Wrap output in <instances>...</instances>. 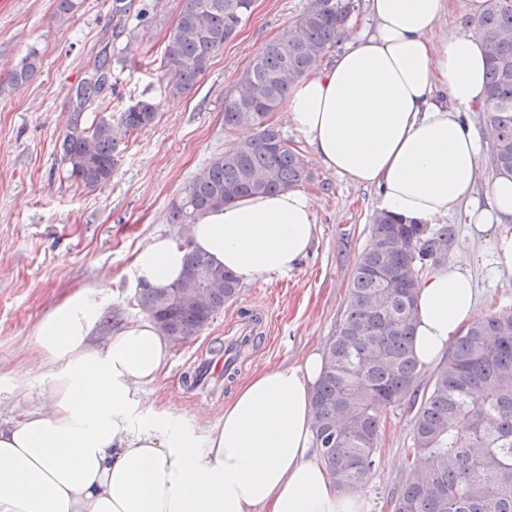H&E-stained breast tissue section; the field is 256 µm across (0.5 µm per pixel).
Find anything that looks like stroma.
I'll list each match as a JSON object with an SVG mask.
<instances>
[{"label":"stroma","instance_id":"1","mask_svg":"<svg viewBox=\"0 0 512 512\" xmlns=\"http://www.w3.org/2000/svg\"><path fill=\"white\" fill-rule=\"evenodd\" d=\"M65 19L56 0H0V426L46 410L43 371L38 366V322L78 290L108 281L101 335L139 319L136 292L128 280L135 253L155 235L186 237L188 227L167 221L171 201L203 174L211 160L241 141L240 130L224 129V91L253 56L295 21L307 0H254L239 32L227 41L195 86L172 98L159 69L170 29L183 0H133L132 11L148 10L138 42L113 38V0H78ZM114 51L112 88L102 111L119 114L141 98L159 105L156 122L125 143L111 180L94 189L66 179L59 144L71 120L70 92L90 71L103 47ZM39 69L27 82L13 73L29 51ZM274 122L298 145L313 174L302 182L314 199L316 236L309 254L284 275L241 287L199 336L171 347V358L155 387L140 391L144 407L211 424L224 413L239 383L280 365H297L324 351L344 317L359 254L367 247L380 209L376 188L358 185L323 169L286 113ZM458 234L449 260L469 266L479 290L480 315L512 313V275L487 279L478 263V241L456 213ZM268 313L263 333L225 381L218 399L191 391L190 365L224 346L227 329L249 311ZM384 429L377 465L362 490L366 512H388L400 488L404 450L413 440L409 403L380 409Z\"/></svg>","mask_w":512,"mask_h":512}]
</instances>
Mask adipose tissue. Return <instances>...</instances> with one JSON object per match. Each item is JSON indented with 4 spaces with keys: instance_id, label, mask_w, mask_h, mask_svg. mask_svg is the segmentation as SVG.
<instances>
[{
    "instance_id": "ef3b65f1",
    "label": "adipose tissue",
    "mask_w": 512,
    "mask_h": 512,
    "mask_svg": "<svg viewBox=\"0 0 512 512\" xmlns=\"http://www.w3.org/2000/svg\"><path fill=\"white\" fill-rule=\"evenodd\" d=\"M448 0H368L372 32L288 89L283 109L327 171L377 188L384 210L431 221L466 209L479 262L512 273V174L479 188L483 139L468 114L486 99V45L433 40ZM312 197L291 188L201 214L187 241L155 237L134 256L132 288L165 289L186 248L249 284L288 273L315 239ZM108 283L44 317L36 348L49 410L0 428V512H365L339 491L313 448L311 387L323 358L263 371L243 383L205 429L142 409L171 345L151 319L98 339ZM477 289L457 263L418 285L414 352L433 364L474 322Z\"/></svg>"
}]
</instances>
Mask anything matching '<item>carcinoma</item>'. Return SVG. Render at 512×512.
Here are the masks:
<instances>
[{"mask_svg": "<svg viewBox=\"0 0 512 512\" xmlns=\"http://www.w3.org/2000/svg\"><path fill=\"white\" fill-rule=\"evenodd\" d=\"M115 2V37L137 41L139 25L125 19L129 7ZM252 2L184 0L164 50L169 95L196 84L249 16ZM359 9L360 0H307L295 22L254 55L224 92V129L249 126L255 134L215 157L184 186L170 204L168 223L191 224L228 202L311 179L272 113L281 110L290 84L333 51ZM468 28L489 52L488 95L480 111L495 131L492 162L497 171L512 173V0H481ZM37 68L33 50L14 81L29 80ZM93 70L103 72L105 82L80 84L83 102L61 142L67 179L85 188L111 180L125 138L154 124L159 109L139 99L116 117L101 114L82 126L83 113L99 106L109 87L112 53L102 49ZM456 233L453 224L434 228L386 211L375 215L370 243L355 263L344 317L312 390L315 444L332 482L344 492L372 475L382 432L379 409L422 394L395 512H512V314L475 320L425 382L414 353L420 272L447 258ZM238 293L233 274L190 250L180 281L142 289L136 305L162 335L181 343L199 335Z\"/></svg>", "mask_w": 512, "mask_h": 512, "instance_id": "carcinoma-1", "label": "carcinoma"}]
</instances>
